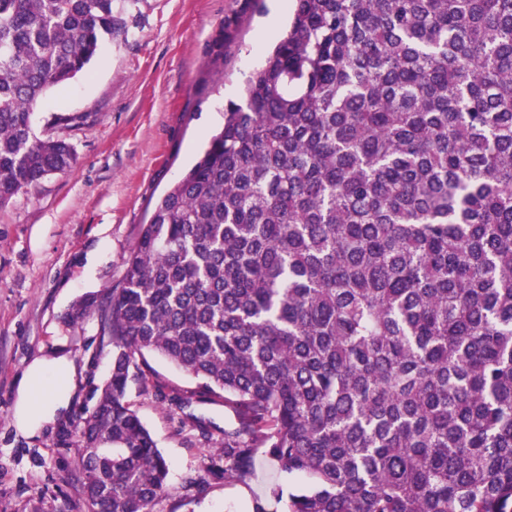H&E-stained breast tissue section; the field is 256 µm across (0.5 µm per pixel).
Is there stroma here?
<instances>
[{"label": "stroma", "instance_id": "1", "mask_svg": "<svg viewBox=\"0 0 512 512\" xmlns=\"http://www.w3.org/2000/svg\"><path fill=\"white\" fill-rule=\"evenodd\" d=\"M269 13L270 0H133L87 73L48 90L34 111L39 136L52 114L77 116L54 130L77 161L0 208V512H85L74 489L76 425L109 376L112 343L97 313L75 320L72 311L119 286L140 225L263 65L259 34ZM60 355L77 368L70 406L37 436H23L14 412L24 372ZM149 363L148 383H130L126 399L169 464L170 494L155 512H252L271 487L309 486L262 456L244 480L209 477L216 446L184 427L154 389L192 379L161 357Z\"/></svg>", "mask_w": 512, "mask_h": 512}]
</instances>
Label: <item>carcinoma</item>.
<instances>
[{
  "label": "carcinoma",
  "mask_w": 512,
  "mask_h": 512,
  "mask_svg": "<svg viewBox=\"0 0 512 512\" xmlns=\"http://www.w3.org/2000/svg\"><path fill=\"white\" fill-rule=\"evenodd\" d=\"M125 0H0V207L69 171L32 111ZM98 310L112 371L77 425L87 512H153L168 463L126 400L159 355L222 405L215 480L259 454L287 512H512V0H294L224 126Z\"/></svg>",
  "instance_id": "obj_1"
}]
</instances>
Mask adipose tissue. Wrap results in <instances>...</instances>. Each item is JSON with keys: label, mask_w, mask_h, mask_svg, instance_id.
<instances>
[{"label": "adipose tissue", "mask_w": 512, "mask_h": 512, "mask_svg": "<svg viewBox=\"0 0 512 512\" xmlns=\"http://www.w3.org/2000/svg\"><path fill=\"white\" fill-rule=\"evenodd\" d=\"M75 373L74 362L64 356L38 359L27 368L19 386L16 409L21 433L36 435L66 408Z\"/></svg>", "instance_id": "ef3b65f1"}]
</instances>
